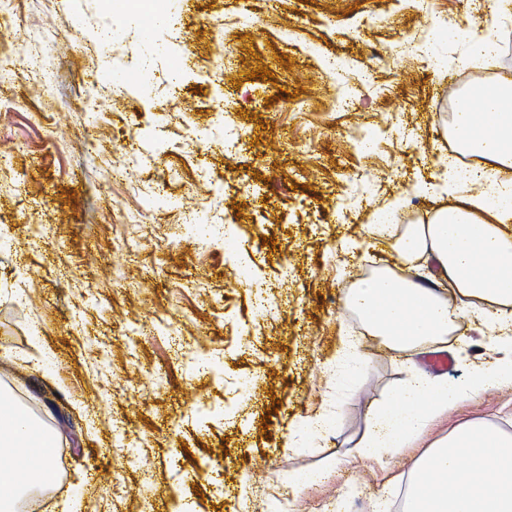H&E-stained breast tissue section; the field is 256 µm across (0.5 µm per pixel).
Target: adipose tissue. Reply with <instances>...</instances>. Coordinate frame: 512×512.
Instances as JSON below:
<instances>
[{"mask_svg": "<svg viewBox=\"0 0 512 512\" xmlns=\"http://www.w3.org/2000/svg\"><path fill=\"white\" fill-rule=\"evenodd\" d=\"M451 136L472 165L462 169L448 159V201L402 231L396 206H389L365 229L379 239L395 238L401 259L420 262L419 278L384 271L360 281L346 302L398 348L446 336L450 319L467 314L476 316L480 327H494L491 345L497 351L512 343L511 74L481 85L477 98L458 100ZM469 183L480 184L481 192L456 195V188ZM444 284L459 295L457 307L438 295ZM506 383L512 384V361L477 367L462 380L415 373L377 410L361 453L378 458L403 447L463 399ZM56 445L41 424L15 405L0 404V451L14 461L12 471H0V512H16L33 487L54 482ZM411 472L404 512H512V433L492 424H459L434 441Z\"/></svg>", "mask_w": 512, "mask_h": 512, "instance_id": "ef3b65f1", "label": "adipose tissue"}]
</instances>
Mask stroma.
<instances>
[{
  "mask_svg": "<svg viewBox=\"0 0 512 512\" xmlns=\"http://www.w3.org/2000/svg\"><path fill=\"white\" fill-rule=\"evenodd\" d=\"M136 2L0 0V396L62 436L56 484L23 512H275L283 493L291 512H400L433 440L466 421L512 432L505 386L382 460L360 455L428 353L447 352L459 380L489 351L465 317L400 350L346 304L358 281L403 270L366 238L371 213L435 207L415 187L455 149L454 101L512 69L458 64L468 32L494 28L486 0H151L148 24ZM218 112L241 134L229 155L216 132L196 135ZM133 137L154 160L113 178ZM91 148L95 166L79 167ZM216 207L236 230L206 248ZM346 333L366 360L330 373ZM320 412L329 424L310 432Z\"/></svg>",
  "mask_w": 512,
  "mask_h": 512,
  "instance_id": "1",
  "label": "stroma"
}]
</instances>
